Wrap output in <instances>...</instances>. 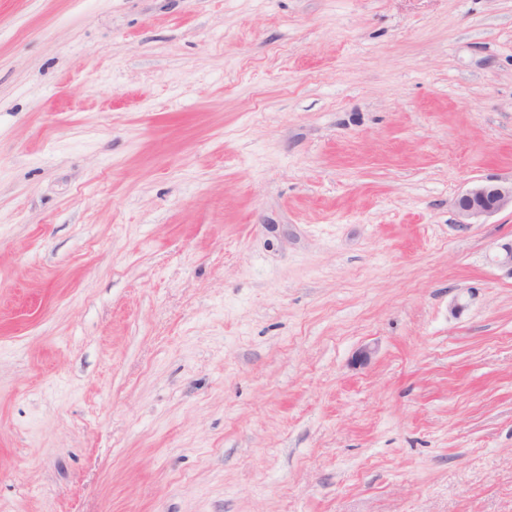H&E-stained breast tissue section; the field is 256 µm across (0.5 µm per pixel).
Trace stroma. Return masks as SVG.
Here are the masks:
<instances>
[{
    "label": "stroma",
    "instance_id": "1",
    "mask_svg": "<svg viewBox=\"0 0 512 512\" xmlns=\"http://www.w3.org/2000/svg\"><path fill=\"white\" fill-rule=\"evenodd\" d=\"M486 179L512 0H0V512H512ZM512 210V180L501 182L485 180L473 183L455 200V208L461 218L458 227L470 228L482 218L489 217L506 208Z\"/></svg>",
    "mask_w": 512,
    "mask_h": 512
}]
</instances>
